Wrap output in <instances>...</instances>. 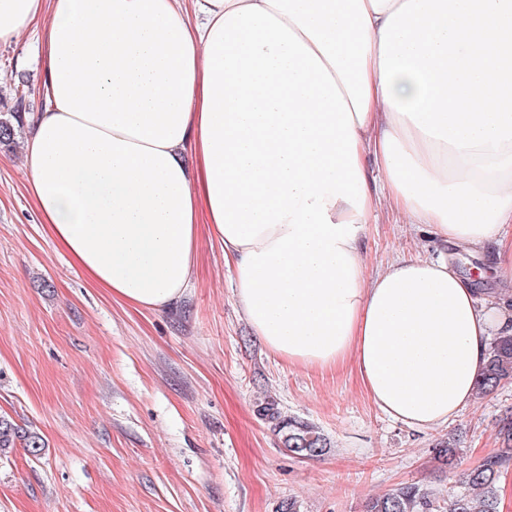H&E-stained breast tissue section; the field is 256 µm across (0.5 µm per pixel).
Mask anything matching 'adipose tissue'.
<instances>
[{
  "label": "adipose tissue",
  "instance_id": "adipose-tissue-1",
  "mask_svg": "<svg viewBox=\"0 0 512 512\" xmlns=\"http://www.w3.org/2000/svg\"><path fill=\"white\" fill-rule=\"evenodd\" d=\"M30 34L23 168L89 282L169 308L204 226L270 353L352 363L417 431L470 405L512 309L443 258L369 274L362 240L385 207L512 270V0H0Z\"/></svg>",
  "mask_w": 512,
  "mask_h": 512
}]
</instances>
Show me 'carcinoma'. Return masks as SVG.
I'll return each instance as SVG.
<instances>
[{
    "instance_id": "carcinoma-1",
    "label": "carcinoma",
    "mask_w": 512,
    "mask_h": 512,
    "mask_svg": "<svg viewBox=\"0 0 512 512\" xmlns=\"http://www.w3.org/2000/svg\"><path fill=\"white\" fill-rule=\"evenodd\" d=\"M512 380V334L493 339L477 394L487 395L506 381ZM258 416L280 437L283 447L302 458L320 457L327 450V439L313 424L297 417L286 416L276 400L266 396L257 402ZM501 448L492 459L467 469L461 483L467 491L455 495L448 503V512H497V485L501 467L512 461V419L504 421L498 430ZM21 444L32 456L45 448L41 435L22 431L11 420L0 417V453ZM433 502L421 490L410 484L401 485L371 499L366 512H430Z\"/></svg>"
}]
</instances>
